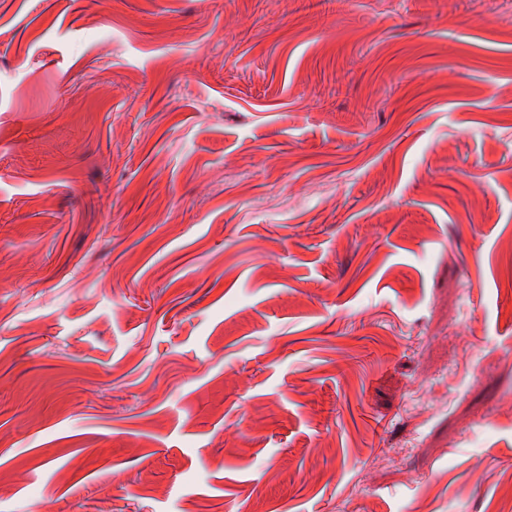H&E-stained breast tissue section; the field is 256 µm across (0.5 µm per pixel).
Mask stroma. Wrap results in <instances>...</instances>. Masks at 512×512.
<instances>
[{
	"mask_svg": "<svg viewBox=\"0 0 512 512\" xmlns=\"http://www.w3.org/2000/svg\"><path fill=\"white\" fill-rule=\"evenodd\" d=\"M0 512H502L512 0H0Z\"/></svg>",
	"mask_w": 512,
	"mask_h": 512,
	"instance_id": "35a3bbf8",
	"label": "stroma"
}]
</instances>
